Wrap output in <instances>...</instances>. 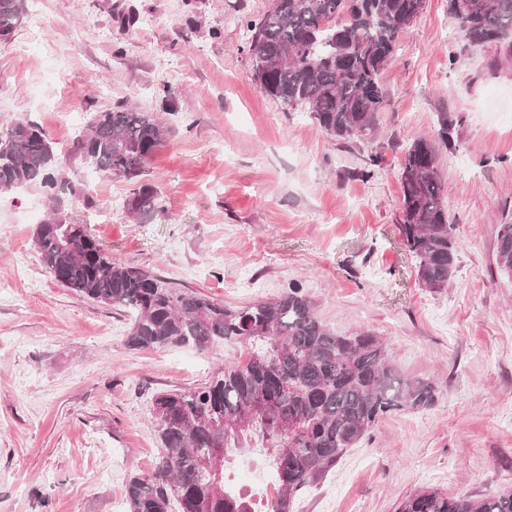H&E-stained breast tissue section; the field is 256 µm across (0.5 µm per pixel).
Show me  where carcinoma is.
<instances>
[{"instance_id":"carcinoma-1","label":"carcinoma","mask_w":512,"mask_h":512,"mask_svg":"<svg viewBox=\"0 0 512 512\" xmlns=\"http://www.w3.org/2000/svg\"><path fill=\"white\" fill-rule=\"evenodd\" d=\"M426 0H271L247 25L254 79L280 105L310 114L341 142L372 141L388 99L380 75L396 51L400 31ZM468 45L512 39V0H448ZM25 0H0V37L20 24ZM154 113L123 104L89 120L72 157L103 175L136 178L166 138ZM66 160L33 121L0 134V193L39 182L51 191L49 216L35 245L48 273L87 299L122 307L134 349L220 343L244 344L249 359L218 364L207 382L159 393L152 405L159 457L150 474L125 485L128 512H282L317 483L385 416L425 409L437 400L434 381L404 376L368 333L340 334L322 323L297 284L278 297L231 307L126 266L68 216L55 190L94 201L80 186L60 180ZM403 246L419 284L438 292L455 272L457 242L444 206L435 145L426 137L407 147L401 169ZM159 208L156 190L140 185L127 211L140 219ZM496 267L512 280V222L496 233ZM216 443L224 457L258 445L274 454L278 498L256 509L252 498L224 488L204 466ZM398 512H512V489L495 498L450 497L424 489L400 501Z\"/></svg>"}]
</instances>
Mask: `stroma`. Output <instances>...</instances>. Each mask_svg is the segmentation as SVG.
<instances>
[{
	"instance_id": "35a3bbf8",
	"label": "stroma",
	"mask_w": 512,
	"mask_h": 512,
	"mask_svg": "<svg viewBox=\"0 0 512 512\" xmlns=\"http://www.w3.org/2000/svg\"><path fill=\"white\" fill-rule=\"evenodd\" d=\"M269 5L26 0L0 38V129L37 121L69 157L73 121L120 104L162 117L170 131L139 179L99 176L90 210L62 196L113 259L229 306L299 285L336 332L372 334L402 374L436 382L432 407L382 419L292 512H397L426 488L498 496L512 489V281L495 264L496 229L512 222V49L463 46L448 0H427L381 74L380 137L342 143L254 80L246 23ZM443 113L455 144L439 147L438 171L458 251L450 286L432 293L401 245L399 172ZM141 182L160 208L138 223L125 202ZM48 212L39 184L0 195V512H127L128 477L159 454L155 394L249 352L129 348L123 310L46 271L33 235ZM269 468L265 449L243 448L224 481L256 498L253 476Z\"/></svg>"
}]
</instances>
